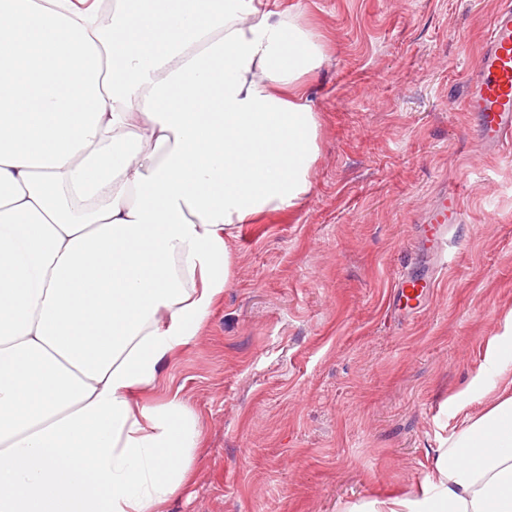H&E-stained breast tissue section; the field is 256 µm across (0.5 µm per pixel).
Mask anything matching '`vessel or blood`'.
I'll use <instances>...</instances> for the list:
<instances>
[{
  "mask_svg": "<svg viewBox=\"0 0 512 512\" xmlns=\"http://www.w3.org/2000/svg\"><path fill=\"white\" fill-rule=\"evenodd\" d=\"M464 100L468 112L476 117L479 140L486 151L496 153L512 143V0L496 12L487 28ZM463 221L456 196L445 194L424 218L422 233L437 251L451 255L459 246L453 229ZM431 286V281L404 272L395 282L394 298L412 311Z\"/></svg>",
  "mask_w": 512,
  "mask_h": 512,
  "instance_id": "vessel-or-blood-1",
  "label": "vessel or blood"
}]
</instances>
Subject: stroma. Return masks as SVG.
<instances>
[{
    "mask_svg": "<svg viewBox=\"0 0 512 512\" xmlns=\"http://www.w3.org/2000/svg\"><path fill=\"white\" fill-rule=\"evenodd\" d=\"M504 0H281L325 46L312 189L242 225L232 281L156 397L195 409V476L165 512H339L416 489L492 382L512 313V154L483 150L463 107ZM465 214L446 269L419 245L444 193ZM436 275L394 316L395 278ZM512 325H511V314L507 318L504 332L498 336H494L488 343L487 358L483 366L484 370H492L493 372L502 373L503 368L498 363V352L502 345L512 341Z\"/></svg>",
    "mask_w": 512,
    "mask_h": 512,
    "instance_id": "35a3bbf8",
    "label": "stroma"
}]
</instances>
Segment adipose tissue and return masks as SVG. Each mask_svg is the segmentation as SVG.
Instances as JSON below:
<instances>
[{
	"label": "adipose tissue",
	"mask_w": 512,
	"mask_h": 512,
	"mask_svg": "<svg viewBox=\"0 0 512 512\" xmlns=\"http://www.w3.org/2000/svg\"><path fill=\"white\" fill-rule=\"evenodd\" d=\"M98 2L0 0V512H163L191 482L195 412L145 394L319 152L324 46L278 0ZM341 512H512V386L418 493Z\"/></svg>",
	"instance_id": "1"
}]
</instances>
